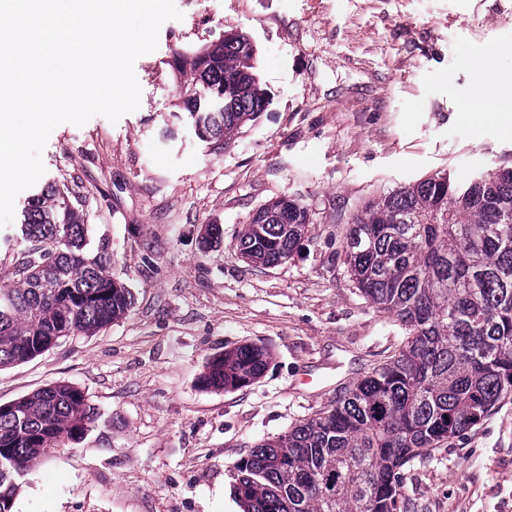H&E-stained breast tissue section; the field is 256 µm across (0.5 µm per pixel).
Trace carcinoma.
I'll use <instances>...</instances> for the list:
<instances>
[{
  "mask_svg": "<svg viewBox=\"0 0 512 512\" xmlns=\"http://www.w3.org/2000/svg\"><path fill=\"white\" fill-rule=\"evenodd\" d=\"M254 50L227 36L192 56L184 104L213 149L255 120L265 96ZM310 224L295 199L264 204L239 235L247 260L274 267ZM18 234L26 243L0 267V367L24 362L75 332L120 319L132 294L108 274L106 246L87 251L85 217L69 192L33 197ZM356 288L403 331L400 346L336 404L257 444L236 465L242 512H405V467L460 436L512 398V165L466 183L437 173L368 203L343 240ZM268 352L241 345L214 356L204 382L250 385ZM89 420L83 393L57 383L0 404V512L51 444Z\"/></svg>",
  "mask_w": 512,
  "mask_h": 512,
  "instance_id": "cac0c4a2",
  "label": "carcinoma"
}]
</instances>
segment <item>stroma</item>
Masks as SVG:
<instances>
[{
  "label": "stroma",
  "instance_id": "stroma-1",
  "mask_svg": "<svg viewBox=\"0 0 512 512\" xmlns=\"http://www.w3.org/2000/svg\"><path fill=\"white\" fill-rule=\"evenodd\" d=\"M138 58L137 110L54 129L44 174L75 192L90 250L132 293L126 315L0 368V404L56 383L92 410L21 478L12 512H241L234 467L261 440L333 404L400 345L344 264L365 202L438 172L459 181L512 162V115L471 122L479 72L512 81V0H175ZM248 36L268 101L221 151L195 133L173 56ZM309 210L279 266L244 259L253 213ZM222 229L204 243L208 225ZM253 344L267 370L204 388L209 360ZM408 512H512V399L406 469Z\"/></svg>",
  "mask_w": 512,
  "mask_h": 512
}]
</instances>
